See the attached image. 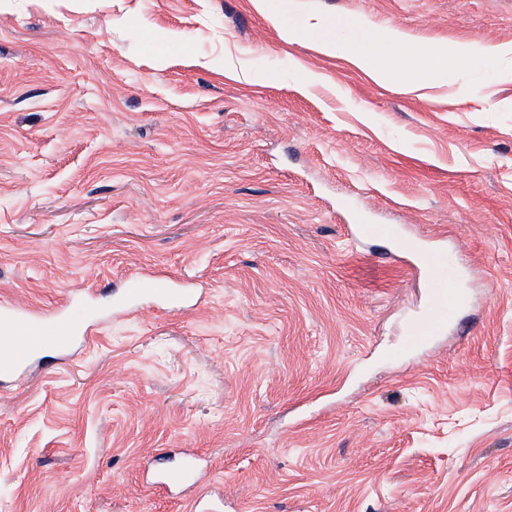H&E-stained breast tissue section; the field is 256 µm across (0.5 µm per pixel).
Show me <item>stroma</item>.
<instances>
[{
    "instance_id": "stroma-1",
    "label": "stroma",
    "mask_w": 512,
    "mask_h": 512,
    "mask_svg": "<svg viewBox=\"0 0 512 512\" xmlns=\"http://www.w3.org/2000/svg\"><path fill=\"white\" fill-rule=\"evenodd\" d=\"M0 0V302H144L0 389V512H512V80L412 92L286 24L512 44V0ZM482 86L481 96L469 87ZM389 235L350 241L348 211ZM451 260L462 308L396 238ZM166 286L165 283H157L156 280H145L137 276L128 278L125 286L124 303L118 307H113L112 317L127 316L137 312L138 307L133 306L131 302L146 295L166 293L170 298L179 300L181 291L166 288ZM197 475V457L193 453H186L181 461L174 466H158L153 478V486L160 491L182 492L188 486H193Z\"/></svg>"
}]
</instances>
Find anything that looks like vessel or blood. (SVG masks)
<instances>
[{"label": "vessel or blood", "mask_w": 512, "mask_h": 512, "mask_svg": "<svg viewBox=\"0 0 512 512\" xmlns=\"http://www.w3.org/2000/svg\"><path fill=\"white\" fill-rule=\"evenodd\" d=\"M168 294L180 298L181 293L165 284L137 276L127 279L125 301L113 308V316L135 313V300L150 294ZM95 290H86L84 297L68 298L50 310L42 311L18 302L0 304V380L16 379L19 373L39 354L68 353L76 344H89L99 332L100 315L92 310ZM197 475V457L188 453L174 466L158 467L153 485L169 492L193 485Z\"/></svg>", "instance_id": "b4317fda"}]
</instances>
